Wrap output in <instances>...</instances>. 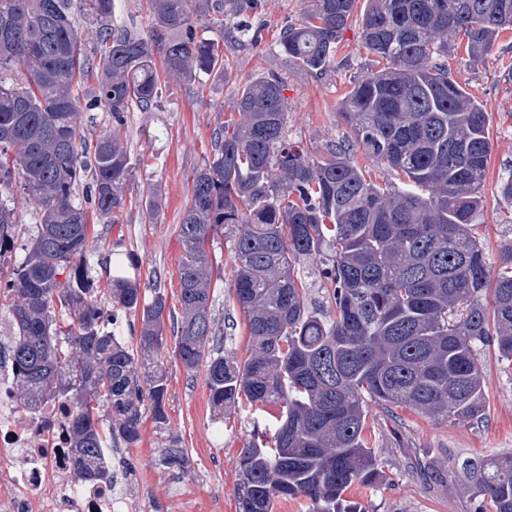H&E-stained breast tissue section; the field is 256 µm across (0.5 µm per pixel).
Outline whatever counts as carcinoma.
I'll use <instances>...</instances> for the list:
<instances>
[{
	"label": "carcinoma",
	"instance_id": "obj_1",
	"mask_svg": "<svg viewBox=\"0 0 512 512\" xmlns=\"http://www.w3.org/2000/svg\"><path fill=\"white\" fill-rule=\"evenodd\" d=\"M267 2L146 0L142 33L119 0H0V249L18 227L14 188L38 217L3 288L15 330L7 359L21 407H72L78 482L110 481L106 453L118 439L140 442L144 411L159 433L169 426L164 291L141 287L117 261L106 287L90 276L101 248L90 216L120 223L132 175L117 127L128 112L158 109L157 61L191 84L227 69L226 52L258 47ZM76 4L97 24L88 50ZM209 20L216 40L197 37ZM354 24L378 69L342 101L349 135L315 158L288 139L287 77L248 79L233 119L214 129L179 224L174 358L205 370L215 409H278L272 425L253 422L239 455L237 512H273L298 498L308 512H362L344 494L381 477L369 403L471 422L486 410L480 351L492 347L512 364V247L485 301L489 271L471 229L491 155L488 114L448 73L458 37L479 63L512 30V0H310L274 50L319 78L343 67ZM100 112L114 127L92 138ZM357 149L403 175L407 189L365 177ZM144 206L155 223L151 187ZM219 233L230 242V291L249 336L242 358L210 346L206 243ZM318 256L327 257L321 301L299 275ZM103 301L137 317L136 347L105 328ZM470 475L474 512H512V452Z\"/></svg>",
	"mask_w": 512,
	"mask_h": 512
}]
</instances>
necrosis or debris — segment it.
Segmentation results:
<instances>
[{"label":"necrosis or debris","mask_w":512,"mask_h":512,"mask_svg":"<svg viewBox=\"0 0 512 512\" xmlns=\"http://www.w3.org/2000/svg\"><path fill=\"white\" fill-rule=\"evenodd\" d=\"M13 379L0 368V512H124L114 487L73 481L70 406L20 408Z\"/></svg>","instance_id":"1"}]
</instances>
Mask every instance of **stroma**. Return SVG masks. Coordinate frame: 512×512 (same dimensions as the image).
<instances>
[{
    "label": "stroma",
    "mask_w": 512,
    "mask_h": 512,
    "mask_svg": "<svg viewBox=\"0 0 512 512\" xmlns=\"http://www.w3.org/2000/svg\"><path fill=\"white\" fill-rule=\"evenodd\" d=\"M302 8L301 0H269L261 46L231 53L227 72L202 76L191 86L162 78L159 108L127 113L122 135L133 166L131 202L120 223L99 224L95 231L104 243V254L131 256V274L141 284L158 285L171 298L177 294L182 253L177 230L191 200L192 175L211 150V134L222 111L231 110L248 77L268 70L287 77L288 136L312 155L324 154L326 145L343 134L340 103L353 77L370 69L371 57L355 26L344 35L342 54L347 63L334 75L320 79L278 57L272 44L285 22L300 19ZM448 70L489 117L491 159L472 229L495 274L501 249L512 244V202L498 192L502 177L512 172V31L502 35L485 62H470L460 52L449 57ZM151 186L159 193V211L155 223L149 224L141 201ZM16 214L14 245L0 255V275L6 277L23 261L36 233L35 219L25 204H17ZM481 363L486 398L481 422L433 419L407 407L389 413L372 406L370 433L384 474L373 485H353L349 499L360 502L367 512H473L464 461L512 452V365L501 362L490 348L482 351ZM165 367L168 432L158 434L151 422H144L139 444L124 449L125 512H179L173 501L179 488L196 501V512H236L237 459L253 414L242 407L215 411L204 371H186L170 356ZM173 438L185 450L181 469L159 463L162 449Z\"/></svg>",
    "instance_id": "obj_1"
}]
</instances>
